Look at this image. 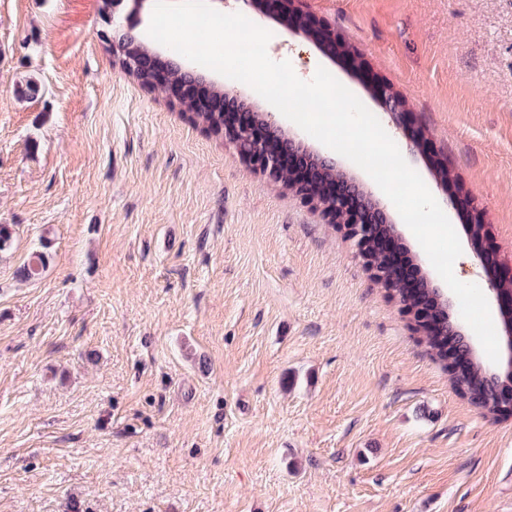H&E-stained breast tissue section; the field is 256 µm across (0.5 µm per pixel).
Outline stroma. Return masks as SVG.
<instances>
[{"instance_id":"1","label":"stroma","mask_w":512,"mask_h":512,"mask_svg":"<svg viewBox=\"0 0 512 512\" xmlns=\"http://www.w3.org/2000/svg\"><path fill=\"white\" fill-rule=\"evenodd\" d=\"M0 0V512H512V416L483 417L344 231L114 64L151 0ZM253 0L301 80L327 69L463 238L512 268V0ZM36 81L38 95L20 94ZM406 101L400 123L375 82ZM451 172L440 184L435 161ZM33 280L17 269L33 253ZM275 3L279 5L281 10V17H289L290 18V24L291 26H294L296 28L302 29L304 34L309 37L313 38L312 32H317L325 42H331L334 45H336V49L338 51H345L348 53V50L346 49V46L343 42L336 39L334 33L327 28L323 24H318L317 27H313L308 20L305 19V17L299 13L294 7L293 3L296 0H274Z\"/></svg>"}]
</instances>
